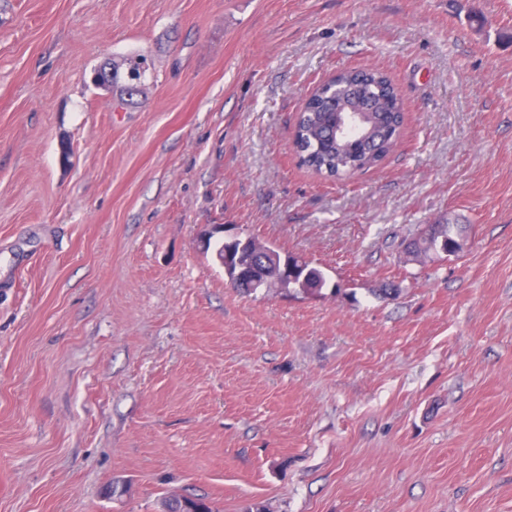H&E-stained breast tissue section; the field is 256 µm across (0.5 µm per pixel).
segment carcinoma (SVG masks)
<instances>
[{
  "label": "carcinoma",
  "mask_w": 512,
  "mask_h": 512,
  "mask_svg": "<svg viewBox=\"0 0 512 512\" xmlns=\"http://www.w3.org/2000/svg\"><path fill=\"white\" fill-rule=\"evenodd\" d=\"M126 72L112 66L109 81L95 80L98 85H112L120 94H128L127 85L141 87L145 60H124ZM333 83L336 94L326 83L296 115L292 147L300 163L312 172L330 179L368 171L377 167L396 147L404 122L403 104L392 79L376 68L361 71L344 69ZM350 112H359L355 130L336 135V128ZM461 227L448 222L434 224L421 238L410 242L407 249L414 258L425 259L440 252L441 246L456 254L462 244L455 238ZM162 512H219L215 504L202 495H185L179 500L172 495L162 500Z\"/></svg>",
  "instance_id": "obj_1"
}]
</instances>
